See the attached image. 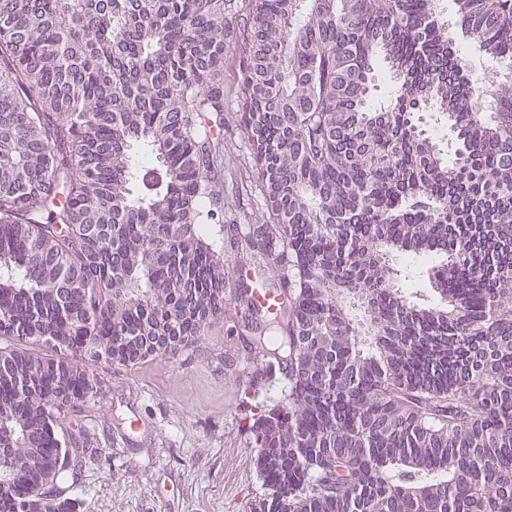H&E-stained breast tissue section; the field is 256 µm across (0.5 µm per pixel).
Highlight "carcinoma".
<instances>
[{
  "label": "carcinoma",
  "mask_w": 512,
  "mask_h": 512,
  "mask_svg": "<svg viewBox=\"0 0 512 512\" xmlns=\"http://www.w3.org/2000/svg\"><path fill=\"white\" fill-rule=\"evenodd\" d=\"M512 71V0H454ZM0 0V512H58L66 413L101 357L205 335L224 299V53L269 220L248 263L285 302L259 337L282 401L243 390L249 512H512V80L479 105L434 0ZM386 67L394 97L371 107ZM436 110L448 156L415 114ZM431 260L438 301L390 254ZM360 307V327L349 309Z\"/></svg>",
  "instance_id": "obj_1"
}]
</instances>
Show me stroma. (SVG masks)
<instances>
[{
  "label": "stroma",
  "mask_w": 512,
  "mask_h": 512,
  "mask_svg": "<svg viewBox=\"0 0 512 512\" xmlns=\"http://www.w3.org/2000/svg\"><path fill=\"white\" fill-rule=\"evenodd\" d=\"M242 50L224 54V154L216 179L240 196L251 222L267 215L236 114ZM264 317L222 320L195 343L135 367L100 362L93 407L74 415L91 433L75 512H249L262 482L251 463L242 387L264 362L253 331Z\"/></svg>",
  "instance_id": "1"
}]
</instances>
